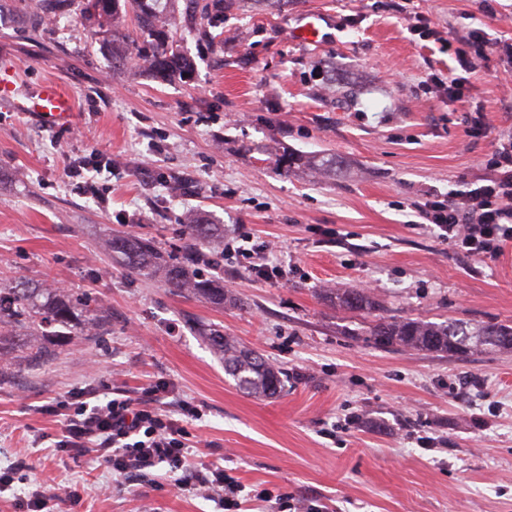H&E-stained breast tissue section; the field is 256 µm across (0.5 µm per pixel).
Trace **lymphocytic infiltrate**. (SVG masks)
Listing matches in <instances>:
<instances>
[{"instance_id": "lymphocytic-infiltrate-1", "label": "lymphocytic infiltrate", "mask_w": 512, "mask_h": 512, "mask_svg": "<svg viewBox=\"0 0 512 512\" xmlns=\"http://www.w3.org/2000/svg\"><path fill=\"white\" fill-rule=\"evenodd\" d=\"M456 41L454 55L461 73L451 77L445 87L449 99L462 98L464 74L484 59L486 45H493L503 74L512 77V41L488 42L480 30L458 35ZM486 165L492 175L482 184L430 201L422 212L457 253L481 260L498 258L512 242L511 132L494 139ZM167 391L164 384L152 387L148 400L138 406L126 398L96 404L81 401L78 411L66 420L60 452L78 455L95 451L121 475L131 476L151 467L171 474L180 472L184 475L178 483L181 490L206 492L218 506L227 507L237 492V483L226 480L224 467L218 462L187 469L190 448L184 442L185 430L161 407Z\"/></svg>"}]
</instances>
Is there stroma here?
Segmentation results:
<instances>
[{"mask_svg": "<svg viewBox=\"0 0 512 512\" xmlns=\"http://www.w3.org/2000/svg\"><path fill=\"white\" fill-rule=\"evenodd\" d=\"M207 2L175 0L168 35L192 67L160 77L127 6L115 55L77 0L44 21L39 0H0V74L16 97L50 83L73 103L47 125L0 100V287L63 289L109 316L44 364L18 345L0 366V468L26 464L0 512H25L38 485L78 488L80 512H218L162 470L127 477L56 451L72 392L142 400L159 383L189 464L223 459L243 485L236 512H512V352L384 350L366 340L369 316L323 298L357 289L388 318L512 325V244L466 258L420 216L430 194L487 177L494 137L512 129L497 56L463 100L434 84L457 34L512 38V0H410L403 14L399 0H228L217 26ZM419 15L440 38L413 31ZM477 109L488 132L472 136ZM83 178L107 187L108 206ZM199 216L224 227L197 264L223 283L224 307L130 274L110 250L129 234L174 261ZM240 236L267 244V279L225 252ZM207 328L281 368L282 393L236 388Z\"/></svg>", "mask_w": 512, "mask_h": 512, "instance_id": "obj_1", "label": "stroma"}]
</instances>
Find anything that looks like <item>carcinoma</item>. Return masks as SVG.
I'll return each mask as SVG.
<instances>
[{
  "instance_id": "obj_1",
  "label": "carcinoma",
  "mask_w": 512,
  "mask_h": 512,
  "mask_svg": "<svg viewBox=\"0 0 512 512\" xmlns=\"http://www.w3.org/2000/svg\"><path fill=\"white\" fill-rule=\"evenodd\" d=\"M170 0H126L141 32L153 44L148 59L151 70L161 75H183L191 63L169 46L165 37V14L162 2ZM119 0H83L81 13L102 28L110 23ZM218 224L198 222L187 225L186 234L194 243H203L219 235ZM111 251L120 255L128 270L140 276L154 275L157 252L146 240L116 236ZM164 283L176 292L192 291L214 305H224V285L199 273L189 275L183 262L164 267ZM329 302L349 312L373 314L379 309L375 298L367 292L348 290L328 296ZM101 310L91 306L87 298L61 292L44 293L19 282L11 288H0V328L12 335H0V360L14 345V339L29 340L30 359L43 362L69 346L72 334L99 327ZM214 350L224 362V373L242 391L256 397H274L283 387L282 371L268 363L258 352L245 348L224 334H209ZM367 341L381 348H410L430 352L467 356L477 351H512V325L489 323L472 326L460 320L437 323L418 320H395L384 317L369 328Z\"/></svg>"
}]
</instances>
